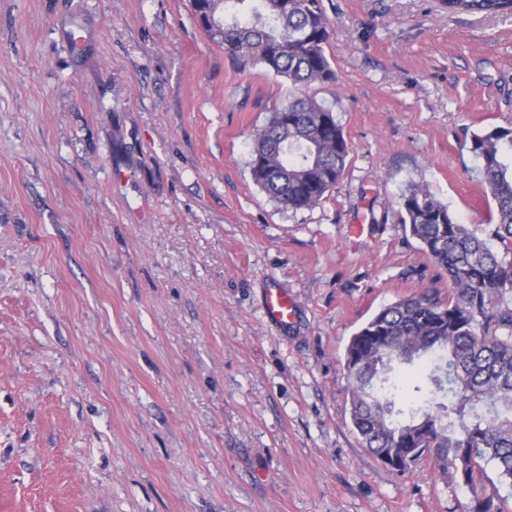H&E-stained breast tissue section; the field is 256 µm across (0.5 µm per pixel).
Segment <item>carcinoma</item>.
Wrapping results in <instances>:
<instances>
[{
	"mask_svg": "<svg viewBox=\"0 0 512 512\" xmlns=\"http://www.w3.org/2000/svg\"><path fill=\"white\" fill-rule=\"evenodd\" d=\"M220 20L208 38L234 59L288 80L294 91L253 134L252 177L286 211L311 210L343 177L349 147L334 112L296 90L330 83V23L321 0H203ZM451 13L512 14V0H444ZM288 151L268 167L256 155L283 136ZM469 152L487 198L491 232L475 235L426 188L397 201L408 229L448 279V299L429 287L384 307L345 349L350 419L363 447L397 472L430 458L472 495L469 512H505L481 488L484 465L512 480V130L474 131Z\"/></svg>",
	"mask_w": 512,
	"mask_h": 512,
	"instance_id": "1",
	"label": "carcinoma"
}]
</instances>
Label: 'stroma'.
Returning <instances> with one entry per match:
<instances>
[{"instance_id": "stroma-1", "label": "stroma", "mask_w": 512, "mask_h": 512, "mask_svg": "<svg viewBox=\"0 0 512 512\" xmlns=\"http://www.w3.org/2000/svg\"><path fill=\"white\" fill-rule=\"evenodd\" d=\"M322 6L336 80L306 92L350 156L293 213L250 171L289 85L192 0H0V512H468L431 461L362 446L343 363L448 287L394 214L407 184L488 231L464 133L512 129V16ZM265 312L267 317L277 324L288 325L293 316V303L288 296L272 292L267 297Z\"/></svg>"}]
</instances>
